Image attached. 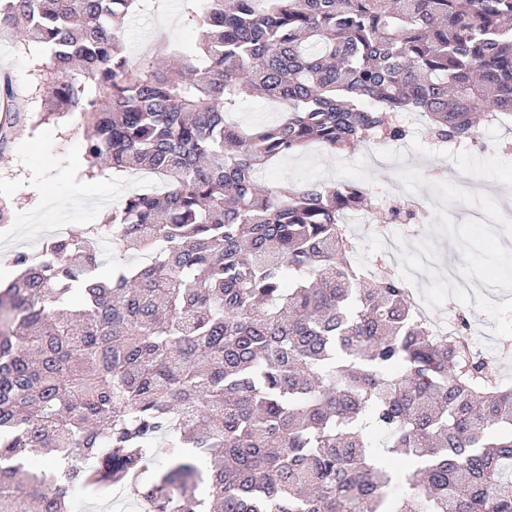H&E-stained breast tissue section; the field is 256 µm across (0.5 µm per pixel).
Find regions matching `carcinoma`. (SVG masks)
<instances>
[{
  "instance_id": "carcinoma-1",
  "label": "carcinoma",
  "mask_w": 512,
  "mask_h": 512,
  "mask_svg": "<svg viewBox=\"0 0 512 512\" xmlns=\"http://www.w3.org/2000/svg\"><path fill=\"white\" fill-rule=\"evenodd\" d=\"M139 0H0L41 46L44 117L89 168L156 174L94 234L53 237L0 292V512L131 488L140 512H512V386L431 334L409 288L349 258L363 186L261 183L318 143L472 145L512 122V0H183L203 68L130 65ZM98 97L84 101L82 84ZM246 90L280 118L244 129ZM0 145L21 122L19 94ZM145 254L101 273V244ZM170 453L151 468L157 439Z\"/></svg>"
}]
</instances>
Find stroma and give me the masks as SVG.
<instances>
[{
	"mask_svg": "<svg viewBox=\"0 0 512 512\" xmlns=\"http://www.w3.org/2000/svg\"><path fill=\"white\" fill-rule=\"evenodd\" d=\"M198 31L182 0H140L124 27L132 63L154 53L156 43L195 59ZM16 86L25 117L0 150V198L11 210L0 223V270L14 266L21 252H36L57 234H79L104 223L125 196L136 190L133 174L109 169L88 173L82 145L87 126L79 113L42 120L46 91L44 57L19 37L0 40V74ZM512 129L483 126L478 143L435 151L423 125L406 140L384 146L363 144L348 153L312 147L274 162L258 173L271 186L288 183H349L373 195L399 194L419 205L423 235L396 232L400 252L393 274L427 252L430 264L406 284L437 317L453 321L454 335L493 359L502 382L512 385V222H475L478 213L512 209ZM56 206H46V199ZM467 327H458L459 317Z\"/></svg>",
	"mask_w": 512,
	"mask_h": 512,
	"instance_id": "35a3bbf8",
	"label": "stroma"
}]
</instances>
